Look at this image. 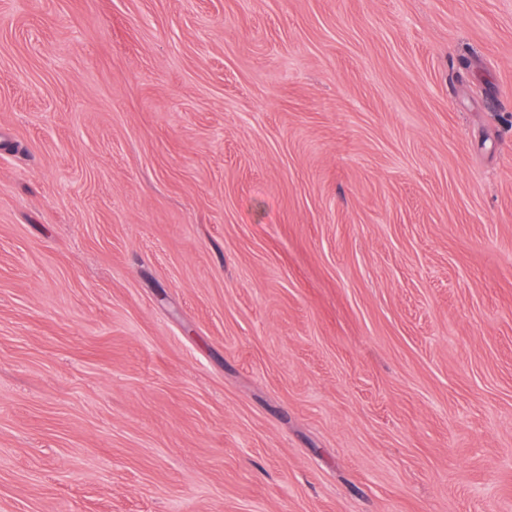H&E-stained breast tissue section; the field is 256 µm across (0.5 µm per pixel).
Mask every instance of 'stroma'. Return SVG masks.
I'll list each match as a JSON object with an SVG mask.
<instances>
[{
    "mask_svg": "<svg viewBox=\"0 0 512 512\" xmlns=\"http://www.w3.org/2000/svg\"><path fill=\"white\" fill-rule=\"evenodd\" d=\"M0 512H512V0H0Z\"/></svg>",
    "mask_w": 512,
    "mask_h": 512,
    "instance_id": "1",
    "label": "stroma"
}]
</instances>
